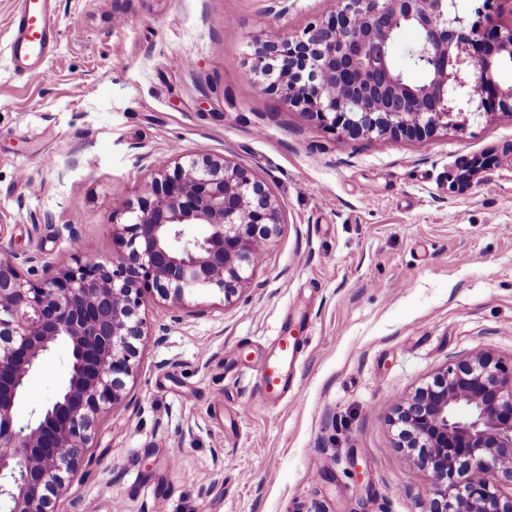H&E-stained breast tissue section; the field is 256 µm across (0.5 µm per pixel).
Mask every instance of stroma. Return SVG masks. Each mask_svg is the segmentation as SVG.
Returning <instances> with one entry per match:
<instances>
[{"label":"stroma","mask_w":512,"mask_h":512,"mask_svg":"<svg viewBox=\"0 0 512 512\" xmlns=\"http://www.w3.org/2000/svg\"><path fill=\"white\" fill-rule=\"evenodd\" d=\"M15 6L0 0V250L58 270L74 224L118 253L146 154L226 155L283 209L234 297L201 294L178 324L155 298L125 398L55 512H421L431 481L397 446L399 398L473 352L512 369V112L351 139L261 91L257 42L339 0H56L57 47L33 75L7 56ZM285 327L310 343L289 369L300 397L273 405L257 368ZM64 358L31 375L19 422L64 385Z\"/></svg>","instance_id":"1"}]
</instances>
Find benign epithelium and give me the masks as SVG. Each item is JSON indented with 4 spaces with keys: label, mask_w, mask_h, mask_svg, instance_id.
Returning <instances> with one entry per match:
<instances>
[{
    "label": "benign epithelium",
    "mask_w": 512,
    "mask_h": 512,
    "mask_svg": "<svg viewBox=\"0 0 512 512\" xmlns=\"http://www.w3.org/2000/svg\"><path fill=\"white\" fill-rule=\"evenodd\" d=\"M406 28L417 34L407 55L427 74L419 86L393 64ZM255 54L263 91L347 138L423 139L463 129L465 113L512 112V85L496 80L512 63V25L481 31L457 0H341L334 18ZM141 161L151 181L112 225L118 256L90 254L72 225L73 265L40 281L23 272L37 254H0V512H52L93 425L123 398L153 295L172 302L178 323L201 291L231 299L282 223L266 185L222 155ZM478 168L465 162L453 183ZM59 347L67 383L17 425L29 377ZM395 418L421 450L409 467L431 474L423 512H512V376L489 355L448 363Z\"/></svg>",
    "instance_id": "1"
}]
</instances>
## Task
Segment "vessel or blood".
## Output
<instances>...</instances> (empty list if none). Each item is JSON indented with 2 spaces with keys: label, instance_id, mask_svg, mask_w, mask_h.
I'll list each match as a JSON object with an SVG mask.
<instances>
[{
  "label": "vessel or blood",
  "instance_id": "b4317fda",
  "mask_svg": "<svg viewBox=\"0 0 512 512\" xmlns=\"http://www.w3.org/2000/svg\"><path fill=\"white\" fill-rule=\"evenodd\" d=\"M10 62L16 73L38 68L52 53L57 42L54 0H18L11 17ZM281 355L265 361L260 369L262 392L275 401L288 388L286 367L297 357V337L281 334L277 338Z\"/></svg>",
  "mask_w": 512,
  "mask_h": 512
}]
</instances>
